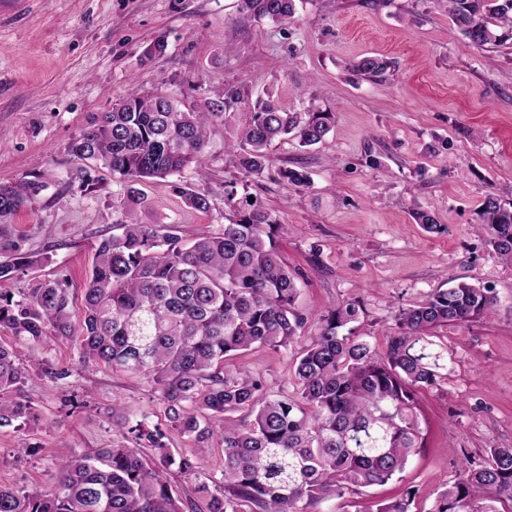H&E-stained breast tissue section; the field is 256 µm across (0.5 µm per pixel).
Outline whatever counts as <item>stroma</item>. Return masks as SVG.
Segmentation results:
<instances>
[{
	"label": "stroma",
	"mask_w": 512,
	"mask_h": 512,
	"mask_svg": "<svg viewBox=\"0 0 512 512\" xmlns=\"http://www.w3.org/2000/svg\"><path fill=\"white\" fill-rule=\"evenodd\" d=\"M166 49L145 58L156 38ZM366 55L389 64L378 78L348 66ZM252 98L273 94L288 110L332 113L317 145L274 142L262 178L239 174L227 145L246 120L238 113L211 126L204 149L207 180L194 169L181 183L207 192L198 211L175 194L171 179L142 184L138 212L146 224L174 226L183 239L224 223V189L235 182L284 226L278 248L296 269V306L307 324L297 345L315 335L332 304L359 298L377 343H385L400 304L417 303L463 278L493 289L495 314L435 330L447 359L439 386L423 392L421 448L403 479L323 504V512H369L375 502L416 493L427 506L456 463L491 447H512V265L473 230L486 194L512 204V45L472 46L437 0H295V19L281 27L251 19L238 0H0V183L42 185L9 220L36 259L0 281L20 293L37 278L66 283L81 300L99 242L112 236L128 201L108 170L74 158L71 140L133 86L174 93L195 103L225 84ZM306 172L307 185L279 171ZM430 211L443 234L425 232L415 212ZM36 358L68 368L57 380L33 372L23 396L38 426H0V485L49 490L58 463L127 443L117 421L162 426L163 442L191 471L170 466L174 493L218 474L222 452L165 427L164 407L149 378L87 363L75 343L47 339ZM244 364L271 397L296 391L294 351H249ZM31 454H22V447Z\"/></svg>",
	"instance_id": "stroma-1"
}]
</instances>
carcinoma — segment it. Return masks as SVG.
<instances>
[{
    "instance_id": "carcinoma-1",
    "label": "carcinoma",
    "mask_w": 512,
    "mask_h": 512,
    "mask_svg": "<svg viewBox=\"0 0 512 512\" xmlns=\"http://www.w3.org/2000/svg\"><path fill=\"white\" fill-rule=\"evenodd\" d=\"M295 0H240L251 17L293 21ZM448 18L476 47L512 42V0H447ZM387 62L365 56L351 70L378 77ZM238 112L248 115L229 145L246 178L269 166L267 146L279 137L302 147L321 142L332 116L312 106L290 112L271 94L251 100L243 86L188 108L180 99L133 87L99 113L69 146L128 185L133 208L102 240L84 288L82 316L74 322L65 282L39 279L19 296L0 292V330L22 346L54 336L76 342L82 357L111 369L148 377L168 425L198 443L217 441L220 476L196 488L185 510L163 470L146 463L138 448L158 450L161 465L175 462L159 428L128 429L131 444L93 455H73L56 470L53 490L30 494L0 487V512H314L330 499L381 485L404 472L422 446L418 394L439 385L443 354L430 334L495 313L492 290L462 278L448 281L424 300L394 311L385 345L364 331L359 299L330 306L308 344L297 353L291 396L271 398L261 377L236 358L253 347L274 352L301 335L297 277L288 269L277 237L284 230L257 202L224 190L225 223L213 234L186 242L171 229L140 223L144 203L133 184L166 179L193 165L206 172L204 147L210 126ZM185 205L209 210V197L173 185ZM26 188L0 185V280L36 263L6 230L25 202ZM476 229L492 250L512 264V205L492 193L481 204ZM416 219L424 231L444 232L432 212ZM30 371L19 351L0 344V425L38 420L21 396ZM246 413L234 426L229 413ZM512 504V448H487L477 463L465 459L453 483L419 512H499ZM415 494L375 504L373 512H412Z\"/></svg>"
}]
</instances>
